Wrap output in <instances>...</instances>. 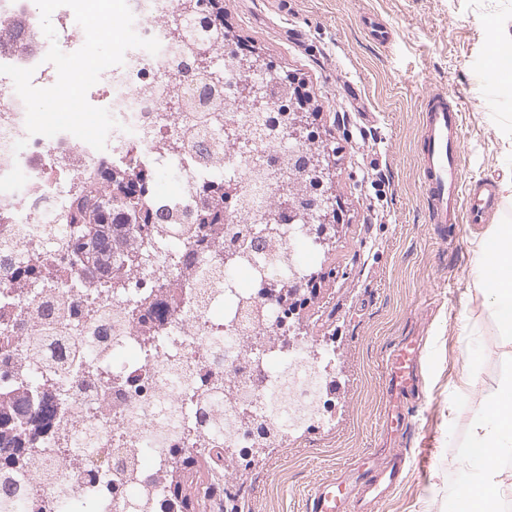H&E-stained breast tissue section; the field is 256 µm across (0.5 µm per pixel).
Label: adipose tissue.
Masks as SVG:
<instances>
[{"label":"adipose tissue","instance_id":"ef3b65f1","mask_svg":"<svg viewBox=\"0 0 512 512\" xmlns=\"http://www.w3.org/2000/svg\"><path fill=\"white\" fill-rule=\"evenodd\" d=\"M488 274L481 290L490 316L500 331L512 338V225H497L493 245L481 251ZM466 388L485 403L470 426V435L458 455L459 490L480 502L512 500V473L502 462L512 457V367L499 384L485 388L479 361L467 358L462 375Z\"/></svg>","mask_w":512,"mask_h":512}]
</instances>
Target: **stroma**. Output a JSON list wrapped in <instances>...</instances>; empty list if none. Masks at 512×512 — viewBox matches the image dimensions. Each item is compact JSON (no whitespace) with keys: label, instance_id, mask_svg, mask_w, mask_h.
<instances>
[{"label":"stroma","instance_id":"1","mask_svg":"<svg viewBox=\"0 0 512 512\" xmlns=\"http://www.w3.org/2000/svg\"><path fill=\"white\" fill-rule=\"evenodd\" d=\"M367 18L389 28V43L370 38ZM497 20L512 30V0H224L233 43L303 84L317 131L343 147L334 168L343 222L320 257L331 275L303 313L307 338L336 351L331 424L259 454L241 474L249 494L239 512H304L315 481L383 460L385 359L416 336L420 395L401 445L412 469L379 512H448L457 496V450L481 408L461 384L464 360L479 357L492 388L512 352L475 291L478 243L512 225V203L475 227L429 223L417 176L422 105L444 92L459 109L465 182L512 170V92L480 75Z\"/></svg>","mask_w":512,"mask_h":512}]
</instances>
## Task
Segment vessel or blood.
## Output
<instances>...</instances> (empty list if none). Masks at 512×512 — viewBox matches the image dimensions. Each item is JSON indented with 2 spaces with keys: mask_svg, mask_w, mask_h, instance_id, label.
Listing matches in <instances>:
<instances>
[{
  "mask_svg": "<svg viewBox=\"0 0 512 512\" xmlns=\"http://www.w3.org/2000/svg\"><path fill=\"white\" fill-rule=\"evenodd\" d=\"M423 112L418 171L428 198L430 223H485L498 206V192L490 185L480 191L461 185L458 109L447 94L435 93L427 97ZM419 362L420 350L412 339L398 343L386 359L381 429L390 441H398L407 432L409 398L415 390ZM410 468V460L397 451L383 466L363 460L356 475H336L312 484L305 496V512H373L405 480Z\"/></svg>",
  "mask_w": 512,
  "mask_h": 512,
  "instance_id": "obj_1",
  "label": "vessel or blood"
}]
</instances>
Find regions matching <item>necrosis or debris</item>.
<instances>
[{
	"mask_svg": "<svg viewBox=\"0 0 512 512\" xmlns=\"http://www.w3.org/2000/svg\"><path fill=\"white\" fill-rule=\"evenodd\" d=\"M128 5L136 33L156 38L160 50H128L89 89L88 102L119 123L105 150L67 132L29 135L25 105L0 74V398L15 397L23 410L10 419L21 441L9 449L14 481L0 483V499H19L21 512H178L168 492L177 451L226 446L248 459L273 447L272 436H258L236 415L272 416L269 396L285 374L291 431L325 417L311 384L327 386L330 357L289 332L280 304L258 288L264 276L299 284L315 266L304 210L269 218L260 185L261 172H275L286 154L304 159L305 150L298 144L285 154L277 141L254 139L236 108L232 56L215 52L224 30L202 25L197 0ZM0 28L22 43L0 52V64L32 69L34 86H52L57 70L44 60L49 41L35 0H0ZM191 52L211 60V74L185 77ZM231 124L248 151L226 149ZM129 168L148 176L149 208L166 218L195 208L206 186L234 183L250 209L231 208L227 225L254 237L275 231L280 265L225 268L219 237L187 262L196 289L157 265L86 279L60 241L70 202L104 171ZM164 176L174 191H160ZM177 284L180 308L167 302ZM200 291L207 301L199 307ZM143 298L157 311L149 335L126 315ZM228 380L238 389L233 404L224 401ZM202 407L207 429L197 420Z\"/></svg>",
	"mask_w": 512,
	"mask_h": 512,
	"instance_id": "4bbe7bcc",
	"label": "necrosis or debris"
}]
</instances>
